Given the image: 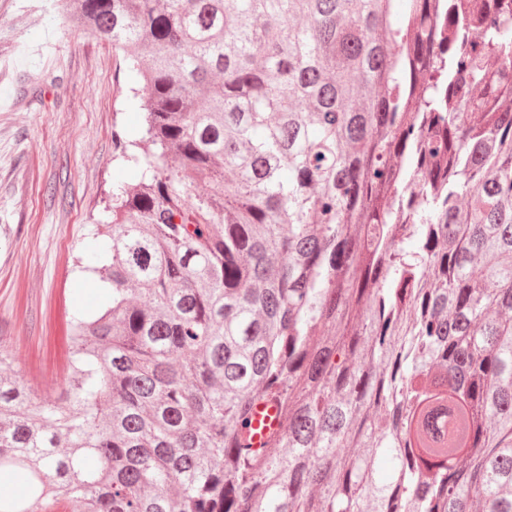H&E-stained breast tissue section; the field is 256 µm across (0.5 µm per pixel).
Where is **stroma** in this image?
Segmentation results:
<instances>
[{
    "label": "stroma",
    "instance_id": "obj_1",
    "mask_svg": "<svg viewBox=\"0 0 512 512\" xmlns=\"http://www.w3.org/2000/svg\"><path fill=\"white\" fill-rule=\"evenodd\" d=\"M129 87L123 54L53 0H0V340L39 396L68 374L66 314L105 301L76 261L107 222L104 194L135 180L113 140L141 120Z\"/></svg>",
    "mask_w": 512,
    "mask_h": 512
}]
</instances>
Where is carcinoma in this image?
I'll return each mask as SVG.
<instances>
[{
  "label": "carcinoma",
  "mask_w": 512,
  "mask_h": 512,
  "mask_svg": "<svg viewBox=\"0 0 512 512\" xmlns=\"http://www.w3.org/2000/svg\"><path fill=\"white\" fill-rule=\"evenodd\" d=\"M64 6L138 183L65 386L0 342V512H512V0ZM260 427V432H253L251 435L252 447L254 448L262 447L268 433L278 428L275 410L271 403H259L256 408V414L251 429L256 431Z\"/></svg>",
  "instance_id": "1"
}]
</instances>
